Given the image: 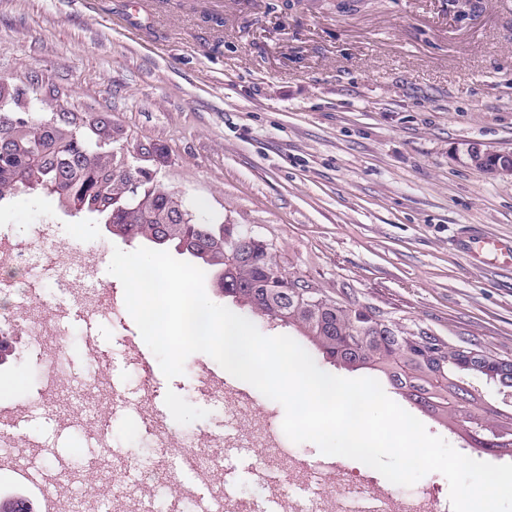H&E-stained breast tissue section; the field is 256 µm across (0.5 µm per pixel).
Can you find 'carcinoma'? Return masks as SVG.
Instances as JSON below:
<instances>
[{"label":"carcinoma","mask_w":512,"mask_h":512,"mask_svg":"<svg viewBox=\"0 0 512 512\" xmlns=\"http://www.w3.org/2000/svg\"><path fill=\"white\" fill-rule=\"evenodd\" d=\"M106 127L94 113L78 123L67 112L0 111V201L21 187L42 190L72 215L111 225L112 235L125 241H175L206 271H217L219 288L256 317L296 328L337 364L384 375L420 409L462 423L472 447L512 453V441L486 446L478 440L512 438V415L482 406L463 379L478 374L512 388V360L451 345L373 306L328 295L282 266L273 241L252 227L193 219L181 198L114 154L115 136ZM466 162L484 170L504 159L474 150ZM462 400L473 407L465 417L456 409Z\"/></svg>","instance_id":"obj_1"}]
</instances>
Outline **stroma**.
Masks as SVG:
<instances>
[{
    "instance_id": "1",
    "label": "stroma",
    "mask_w": 512,
    "mask_h": 512,
    "mask_svg": "<svg viewBox=\"0 0 512 512\" xmlns=\"http://www.w3.org/2000/svg\"><path fill=\"white\" fill-rule=\"evenodd\" d=\"M459 17L448 0H0V82L29 108L56 90L64 111L108 115L125 147L142 143L143 166L202 219L254 226L273 239L285 266L331 294L382 311L444 341H468L512 359V266L473 264L457 245L478 229L512 240V175L464 163L477 143L512 152V0H472ZM61 248L130 252L136 243L106 225L65 213L56 196L18 192L0 203V227L36 236L42 222ZM62 339L33 342L11 327L12 354L0 384L24 372L23 399L36 415L0 447V499L39 504L42 488L14 485L12 472L54 463L25 443L62 426L68 455L57 491L74 500L75 474L90 476L108 512H132L183 475L164 440L234 434L224 393L206 389L195 353L183 375L154 369L166 428L143 433L112 414L111 373L127 401L145 376L132 363L143 338L128 311L101 312L94 326L64 316ZM65 356L70 402L42 399L49 364ZM386 394L417 413L427 431L463 455L492 464L512 456L471 447L461 429L417 412L400 390ZM95 407L110 422L105 441L65 425L72 407ZM229 457L215 489L234 501H266L286 484L288 457L266 451Z\"/></svg>"
}]
</instances>
